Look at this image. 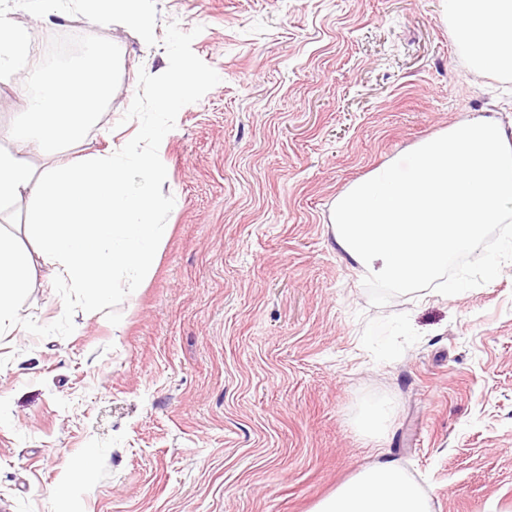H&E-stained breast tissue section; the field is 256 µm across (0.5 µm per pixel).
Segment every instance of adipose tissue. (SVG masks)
Segmentation results:
<instances>
[{
  "mask_svg": "<svg viewBox=\"0 0 512 512\" xmlns=\"http://www.w3.org/2000/svg\"><path fill=\"white\" fill-rule=\"evenodd\" d=\"M143 0H79L84 18L122 23L140 37L149 25ZM453 35L473 70L512 76V0H442ZM27 26L0 13V79H15L21 117L0 127V205L26 200V236L62 280L81 289L88 308L109 296L137 288L149 272L167 227L158 220L156 185L166 180L156 153L119 147L84 155L74 147L98 116L114 88L113 46L97 42L74 61L73 69L30 64ZM50 154L43 169L35 156ZM146 173L151 189L135 192L131 172ZM30 255L0 236V334L16 329L17 301L29 287ZM315 512H430L429 499L394 461L358 473Z\"/></svg>",
  "mask_w": 512,
  "mask_h": 512,
  "instance_id": "adipose-tissue-1",
  "label": "adipose tissue"
}]
</instances>
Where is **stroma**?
Returning <instances> with one entry per match:
<instances>
[{"label":"stroma","mask_w":512,"mask_h":512,"mask_svg":"<svg viewBox=\"0 0 512 512\" xmlns=\"http://www.w3.org/2000/svg\"><path fill=\"white\" fill-rule=\"evenodd\" d=\"M7 6L46 67L63 64L51 40L112 42L115 89L80 151L163 125L170 231L144 285L96 311L35 259L0 335V512H313L385 460L431 512H512V262L376 308L330 225L423 138L512 124V78L470 72L441 0H147V42ZM375 401L391 414L367 436Z\"/></svg>","instance_id":"stroma-1"}]
</instances>
